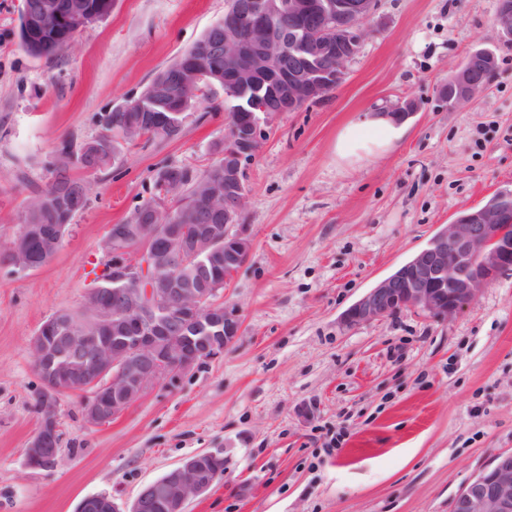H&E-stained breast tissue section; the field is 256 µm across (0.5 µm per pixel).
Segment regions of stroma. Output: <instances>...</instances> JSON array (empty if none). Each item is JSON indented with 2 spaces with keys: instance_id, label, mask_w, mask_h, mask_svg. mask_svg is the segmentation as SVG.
<instances>
[{
  "instance_id": "stroma-1",
  "label": "stroma",
  "mask_w": 512,
  "mask_h": 512,
  "mask_svg": "<svg viewBox=\"0 0 512 512\" xmlns=\"http://www.w3.org/2000/svg\"><path fill=\"white\" fill-rule=\"evenodd\" d=\"M498 0H379L359 55L324 99L277 116L247 165L253 249L223 301L242 323L217 359L179 372L123 414L88 424L58 399V465L32 470L43 389L30 341L80 311L106 260L110 225L155 193L166 166L201 173L227 129L223 91L192 109L180 138L115 137L114 159L75 170L88 205L42 267L0 266V512L121 506L200 451L224 475L187 512H449L466 481L512 450V273L457 315L402 310L355 327L341 315L461 212L512 189V46ZM228 0H112L74 45L45 59L20 47L21 0H0V250L52 179L63 141L98 137L224 18ZM498 67L472 103L441 86L472 50ZM412 100L404 140L356 163L336 155L350 123ZM494 23L498 28L500 40L512 45V1L498 0V6L494 17Z\"/></svg>"
}]
</instances>
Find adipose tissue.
Segmentation results:
<instances>
[{
  "label": "adipose tissue",
  "mask_w": 512,
  "mask_h": 512,
  "mask_svg": "<svg viewBox=\"0 0 512 512\" xmlns=\"http://www.w3.org/2000/svg\"><path fill=\"white\" fill-rule=\"evenodd\" d=\"M406 132L404 125L383 115H370L350 124L340 135L336 152L340 158L359 162L390 150Z\"/></svg>",
  "instance_id": "1"
}]
</instances>
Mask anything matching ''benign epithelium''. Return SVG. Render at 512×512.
I'll return each mask as SVG.
<instances>
[{
	"instance_id": "1",
	"label": "benign epithelium",
	"mask_w": 512,
	"mask_h": 512,
	"mask_svg": "<svg viewBox=\"0 0 512 512\" xmlns=\"http://www.w3.org/2000/svg\"><path fill=\"white\" fill-rule=\"evenodd\" d=\"M378 0H229L224 26L178 60L151 92L115 107L131 118L122 136L135 141L177 119L200 102L203 85L219 86L234 115L224 134V169L211 181L194 223L170 229L173 209L152 207L140 224H112L109 266L84 298L82 312L56 313L31 339L45 390L37 431L25 448L30 469L53 468L61 433L57 400L84 397L87 423L120 415L153 386L224 353L240 334L234 311L217 302L227 275L250 258L253 243L242 218L247 206L245 163L266 140L271 121L325 98L360 53ZM112 11V0H23L19 30L36 45L61 51L77 33ZM500 40L512 45V0H498ZM496 53H468L439 90L448 107L473 101L489 84ZM101 140L78 152L59 150L54 165L103 157ZM224 223L215 224L219 216ZM21 235L50 249L60 228L29 222ZM138 250V257L131 256ZM512 270V190H501L435 234L394 273L368 289L342 315L347 327L417 309L454 316L499 274ZM220 454L191 456L146 485L126 511L101 493L84 498L78 512H186L194 497L221 476ZM451 512H512V451L495 454L452 499Z\"/></svg>"
}]
</instances>
